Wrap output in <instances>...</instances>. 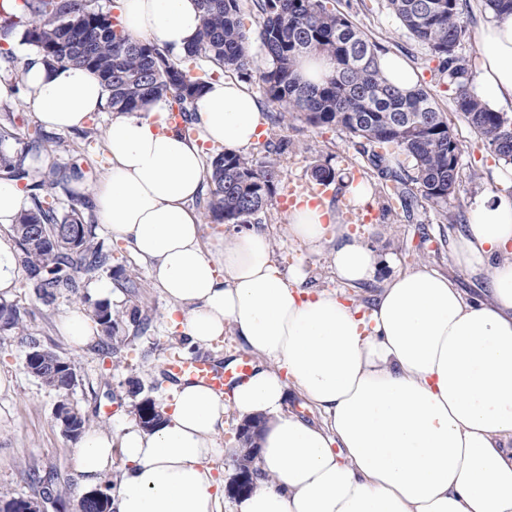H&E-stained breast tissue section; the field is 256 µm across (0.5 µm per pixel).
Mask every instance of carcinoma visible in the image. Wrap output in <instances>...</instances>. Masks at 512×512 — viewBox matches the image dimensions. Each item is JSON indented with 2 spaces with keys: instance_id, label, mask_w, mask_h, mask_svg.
I'll use <instances>...</instances> for the list:
<instances>
[{
  "instance_id": "1",
  "label": "carcinoma",
  "mask_w": 512,
  "mask_h": 512,
  "mask_svg": "<svg viewBox=\"0 0 512 512\" xmlns=\"http://www.w3.org/2000/svg\"><path fill=\"white\" fill-rule=\"evenodd\" d=\"M258 19V39L243 23V2ZM330 0H199L202 28L194 45L173 58L156 44L128 36L120 22L97 7L94 0H3L0 35L20 32L21 42L35 48L49 64L74 63L97 74L108 92L114 112H135L151 101L164 99L177 106L183 123H193V104L215 74L233 73L248 82L257 64L265 95L277 106L272 125L290 116L313 127L338 128L359 140L371 168L383 179L376 188L383 210L397 203L407 211L413 192L448 214L460 173L461 148L448 117L423 89L401 91L386 82L378 67L377 46L345 15L328 8ZM389 9L417 42L442 59L443 70L457 84V109L494 154L512 164V116L483 104L465 81V67L455 50L465 34L463 0H387ZM310 53L329 56L335 69L326 81L314 84L297 72L299 58ZM203 60L212 67L192 76L189 66ZM403 155L411 166L393 168L390 159ZM209 196L206 209L217 224H255L272 197L280 170L270 161L256 165L246 157L219 152L208 158ZM0 173L28 181L31 190L57 184L63 168L25 164V155L0 150ZM313 179L330 186L335 169L317 164ZM40 224L48 237L70 226L74 238L62 237L51 247L30 236ZM96 225L85 222L76 207L60 213L34 199L22 212L13 232L20 263L29 286L45 302L62 291L76 290L69 271L94 275L112 266V252L95 242ZM28 312L0 303V331L20 336L27 348L42 351L37 379L54 390L69 382L51 371L62 357L27 333ZM100 326V348L117 351L112 343L119 319L109 303L94 304Z\"/></svg>"
}]
</instances>
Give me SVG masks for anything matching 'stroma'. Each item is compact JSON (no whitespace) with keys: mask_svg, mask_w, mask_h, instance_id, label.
Returning <instances> with one entry per match:
<instances>
[{"mask_svg":"<svg viewBox=\"0 0 512 512\" xmlns=\"http://www.w3.org/2000/svg\"><path fill=\"white\" fill-rule=\"evenodd\" d=\"M334 5L337 12L348 17L377 45L379 51L399 54L414 67L419 86L432 96L451 121L462 150L460 183L447 214L438 213L417 198L410 212L387 218L381 216V202L376 199L370 205L376 218L373 223L364 224L356 213L339 206L346 196L345 185L364 179L366 161L358 141L338 129L314 128L293 120L269 127L266 137L260 138L247 156L256 164L269 161L273 157L267 151L268 142L282 139L288 142L287 151L273 158L282 172L283 183L276 186L259 225L271 239L274 262L286 274L301 269L305 274L303 288L339 291L363 306L371 305L391 275L422 266L433 267L450 276L468 294H478V284L455 263L448 249V239L457 227L448 223L447 217L468 214L478 195L511 194L512 184L496 178L497 171L505 169L506 164L493 156L486 143L460 117L454 103L456 87L442 71L440 59L410 37L388 9L386 0H334ZM488 16L484 0H465L462 14L465 35L456 54L463 59L467 79L472 84L477 81L480 66L474 28L479 20ZM111 120L112 113L107 110L93 114L85 130L45 133L41 157L51 166H77L88 186H95L109 166L105 131ZM318 163L329 164L336 171L337 188L330 200L331 206L339 207L340 216L350 231L383 261L375 277L357 288L343 286L326 254L311 253L290 243L284 231L288 214L282 203L284 186L289 182H309L312 169ZM96 234L105 245L114 246L113 266L122 267L141 284L134 296L121 287H114L113 311L126 313L139 308L150 319L149 329L138 334L133 326L123 325L118 334L120 348L111 355H102L94 345L74 350L61 335L58 321L77 308L91 311L95 301L91 293L93 279L76 275L75 291L63 292L52 304L46 305L29 288L25 270H18L11 304L29 311V333L75 364L79 382L63 393L45 387L26 369V346L13 334L0 332V375L10 381L9 386L0 390V501L38 497L39 487L33 477L49 475L64 495L48 501L46 512H76L77 502L86 488L80 484L75 468L77 443L62 433L55 418V408L60 401L79 409L89 427L117 433L137 421L135 400L128 393L129 380H139L146 387L159 384L155 395L157 403H165L170 394L172 384L165 380L163 369L167 361L166 347L173 336L166 319L171 304L156 288L147 268L128 243L113 240L101 226L97 227Z\"/></svg>","mask_w":512,"mask_h":512,"instance_id":"obj_1","label":"stroma"}]
</instances>
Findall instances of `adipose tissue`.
<instances>
[{
    "mask_svg": "<svg viewBox=\"0 0 512 512\" xmlns=\"http://www.w3.org/2000/svg\"><path fill=\"white\" fill-rule=\"evenodd\" d=\"M122 25L172 53L194 44L196 0H116ZM476 93L512 105V12L476 28ZM24 100L49 131L83 128L104 110L99 78L35 52L21 66ZM200 139L168 120L166 101L115 115L105 132L110 166L93 190L80 172L68 186L89 193L98 221L129 243L173 308L169 320L200 348L233 328L258 357L227 394L187 380L172 387L153 430L80 439L76 471L88 484L125 467L110 494L114 512H224L220 447L224 413L259 418L258 473L236 512H512V196L472 204L451 247L457 263L486 277L469 296L422 267L386 280L368 309L338 293L300 288L283 276L267 234L241 229L202 240L190 204L203 195V143L247 152L266 135L257 98L235 80L210 82L194 103ZM323 204L287 216L289 240L327 251L338 279L372 280L377 256L347 225L328 229ZM296 391L322 418L285 410Z\"/></svg>",
    "mask_w": 512,
    "mask_h": 512,
    "instance_id": "adipose-tissue-1",
    "label": "adipose tissue"
}]
</instances>
